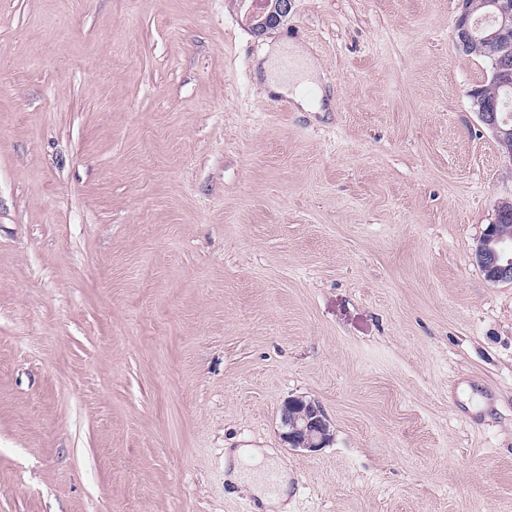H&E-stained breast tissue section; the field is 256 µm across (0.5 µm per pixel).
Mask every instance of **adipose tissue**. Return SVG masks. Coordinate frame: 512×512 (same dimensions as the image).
Masks as SVG:
<instances>
[{
    "instance_id": "adipose-tissue-1",
    "label": "adipose tissue",
    "mask_w": 512,
    "mask_h": 512,
    "mask_svg": "<svg viewBox=\"0 0 512 512\" xmlns=\"http://www.w3.org/2000/svg\"><path fill=\"white\" fill-rule=\"evenodd\" d=\"M260 68L267 93L287 98L292 107L309 109L310 102L301 89L316 79L319 67L306 50L296 45L275 48ZM239 482L251 487L261 512H288V475L274 462H266L264 468L241 475Z\"/></svg>"
}]
</instances>
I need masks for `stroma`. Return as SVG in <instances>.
I'll list each match as a JSON object with an SVG mask.
<instances>
[{
	"label": "stroma",
	"instance_id": "obj_1",
	"mask_svg": "<svg viewBox=\"0 0 512 512\" xmlns=\"http://www.w3.org/2000/svg\"><path fill=\"white\" fill-rule=\"evenodd\" d=\"M457 0H0V512H512V159ZM322 112L267 94L273 43ZM332 440L288 447L285 400ZM473 106L480 122L492 131L502 154L512 159V122L503 117L496 103L474 97ZM511 217L512 202H500L494 223L481 237L474 251L476 262L487 280L493 283H512V239L498 231V224ZM233 478L240 485H249L259 500L258 510L265 512H288V473L272 461H266L262 470H255Z\"/></svg>",
	"mask_w": 512,
	"mask_h": 512
}]
</instances>
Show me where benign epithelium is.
<instances>
[{"label": "benign epithelium", "instance_id": "benign-epithelium-1", "mask_svg": "<svg viewBox=\"0 0 512 512\" xmlns=\"http://www.w3.org/2000/svg\"><path fill=\"white\" fill-rule=\"evenodd\" d=\"M460 16L455 29V44L469 52L485 44L501 42L502 32L512 28V3L509 0H458ZM290 0H265L269 13L263 21L269 28L288 13ZM492 76L502 83L512 78V49L503 48L492 60ZM480 122L492 131L502 154L512 159V121L503 117L497 104L474 98ZM512 218V202L504 200L496 209L494 223L479 240L474 258L487 280L512 283V239L502 236L498 224ZM282 439L291 448L315 451L329 442V422L321 408L291 398L281 410Z\"/></svg>", "mask_w": 512, "mask_h": 512}]
</instances>
